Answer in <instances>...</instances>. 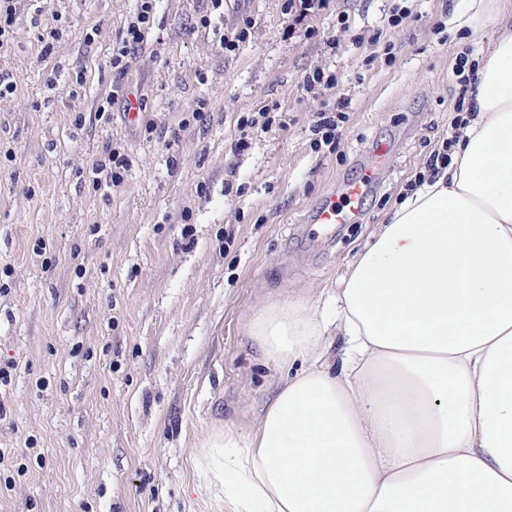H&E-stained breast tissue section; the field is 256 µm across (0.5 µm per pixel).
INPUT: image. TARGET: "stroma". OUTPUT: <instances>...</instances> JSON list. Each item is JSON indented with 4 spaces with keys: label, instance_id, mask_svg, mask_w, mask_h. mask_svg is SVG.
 <instances>
[{
    "label": "stroma",
    "instance_id": "35a3bbf8",
    "mask_svg": "<svg viewBox=\"0 0 512 512\" xmlns=\"http://www.w3.org/2000/svg\"><path fill=\"white\" fill-rule=\"evenodd\" d=\"M396 4L411 14L392 28ZM138 6L35 0L0 56L16 87L0 98V364L14 365L0 384V512H224L201 445L227 422L255 428L281 377L248 323L303 291L324 303L451 137L456 55L483 62L512 14V0H327L296 21L288 0H224L203 27L209 0H157L119 80L112 51ZM246 17L250 37L222 50ZM317 67L336 90H305ZM116 82L142 102L136 117L98 112ZM339 95L342 136L313 150ZM263 111L271 127L234 153L238 117ZM116 142L122 186L94 183ZM381 144L388 165L355 223H313Z\"/></svg>",
    "mask_w": 512,
    "mask_h": 512
}]
</instances>
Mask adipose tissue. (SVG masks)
I'll list each match as a JSON object with an SVG mask.
<instances>
[{
    "label": "adipose tissue",
    "instance_id": "1",
    "mask_svg": "<svg viewBox=\"0 0 512 512\" xmlns=\"http://www.w3.org/2000/svg\"><path fill=\"white\" fill-rule=\"evenodd\" d=\"M473 98L447 168L373 233L330 313L305 292L251 321L286 376L255 429L203 444L224 512H512V29Z\"/></svg>",
    "mask_w": 512,
    "mask_h": 512
}]
</instances>
